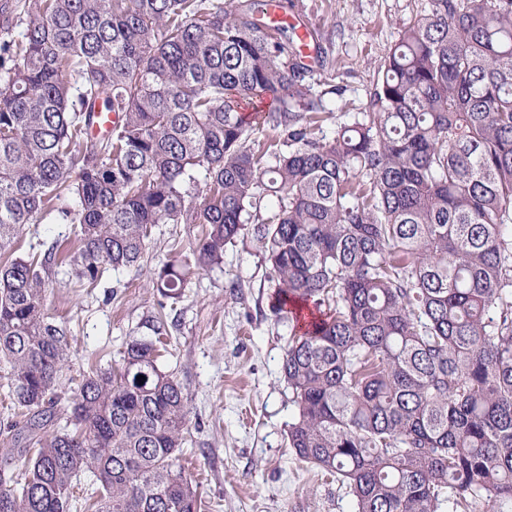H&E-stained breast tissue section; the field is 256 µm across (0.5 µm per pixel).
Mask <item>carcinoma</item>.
I'll list each match as a JSON object with an SVG mask.
<instances>
[{"label": "carcinoma", "mask_w": 512, "mask_h": 512, "mask_svg": "<svg viewBox=\"0 0 512 512\" xmlns=\"http://www.w3.org/2000/svg\"><path fill=\"white\" fill-rule=\"evenodd\" d=\"M262 6L0 0L21 28L0 53V363L25 441L0 512H70L85 473L95 512H200L188 397L157 342L63 406L68 331L44 310L58 268L94 286L139 266L159 224L201 226L155 273L175 302L241 234L259 244L293 322L288 446L355 512L512 505V0H429L369 111L330 136L336 75L315 90ZM99 112L117 121L94 134ZM28 224H75L79 245L17 256Z\"/></svg>", "instance_id": "1"}]
</instances>
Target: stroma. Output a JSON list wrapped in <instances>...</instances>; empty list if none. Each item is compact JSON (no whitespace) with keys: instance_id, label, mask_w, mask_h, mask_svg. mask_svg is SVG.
Returning a JSON list of instances; mask_svg holds the SVG:
<instances>
[{"instance_id":"1","label":"stroma","mask_w":512,"mask_h":512,"mask_svg":"<svg viewBox=\"0 0 512 512\" xmlns=\"http://www.w3.org/2000/svg\"><path fill=\"white\" fill-rule=\"evenodd\" d=\"M289 14L317 29L327 67L337 71L324 133L367 108L378 69L400 30L428 0H283ZM196 224H161L141 267L111 270L96 287L58 276L45 309L71 336V374L91 365L119 369L132 339L168 332L160 366L183 385L192 408L180 463L196 485L204 512H354L340 482L300 461L287 444L295 413L279 365L291 329L277 319L274 287L251 239L227 247L224 264L200 272L179 302L163 299L151 281L160 263L194 242ZM76 246L70 224H31L17 247L41 254L52 241Z\"/></svg>"}]
</instances>
